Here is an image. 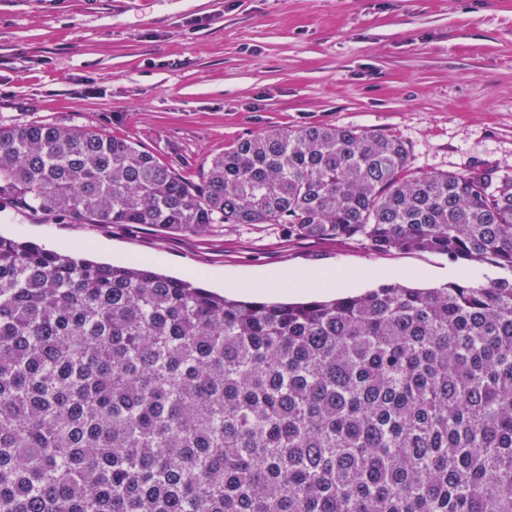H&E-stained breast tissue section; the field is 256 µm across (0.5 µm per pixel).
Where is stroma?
Returning a JSON list of instances; mask_svg holds the SVG:
<instances>
[{
	"mask_svg": "<svg viewBox=\"0 0 512 512\" xmlns=\"http://www.w3.org/2000/svg\"><path fill=\"white\" fill-rule=\"evenodd\" d=\"M132 141L191 182L239 139L332 124L394 135L419 172H512V0H0V124ZM0 235L103 263L232 280L309 270L433 288L504 277L489 263L292 236L84 224L0 206Z\"/></svg>",
	"mask_w": 512,
	"mask_h": 512,
	"instance_id": "stroma-1",
	"label": "stroma"
}]
</instances>
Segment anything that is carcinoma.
<instances>
[{
	"mask_svg": "<svg viewBox=\"0 0 512 512\" xmlns=\"http://www.w3.org/2000/svg\"><path fill=\"white\" fill-rule=\"evenodd\" d=\"M204 233L286 224L512 270V175L274 129L195 185L131 141L0 125V204ZM0 512H512V278L305 303L0 237Z\"/></svg>",
	"mask_w": 512,
	"mask_h": 512,
	"instance_id": "carcinoma-1",
	"label": "carcinoma"
}]
</instances>
